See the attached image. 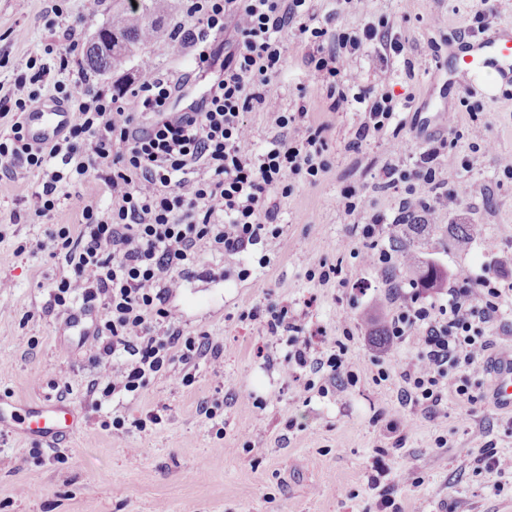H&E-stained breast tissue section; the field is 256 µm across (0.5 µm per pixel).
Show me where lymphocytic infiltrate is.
<instances>
[{"label":"lymphocytic infiltrate","mask_w":512,"mask_h":512,"mask_svg":"<svg viewBox=\"0 0 512 512\" xmlns=\"http://www.w3.org/2000/svg\"><path fill=\"white\" fill-rule=\"evenodd\" d=\"M307 0H187L186 13L199 22L197 31L174 28L170 41L191 44L195 72L220 67L202 101L189 112H174L187 78L172 79L147 66L145 74L120 94L94 91L77 77L56 81L60 102L72 114L68 132L51 143L29 142L24 115L36 98L32 85L43 82L48 69L28 60L31 74L19 78L11 93L0 96V113L10 115L8 137L0 140V175L22 169L37 174L40 191L37 217L60 204L62 191L81 185L96 171L107 207L87 205L76 224L49 233L47 249L72 271L53 291L55 305L66 310L100 309L101 323L90 338L92 361L111 369L107 391L129 393L144 388L150 378L175 363L190 364L201 357L219 359L220 351L206 335L185 334L164 307L171 289L189 274L202 252L239 254L248 247L267 245L277 238L280 213L270 196L287 197L295 176L317 182L325 172L327 142L319 127L298 123L279 111L274 79L283 63L282 34L306 11ZM233 23L237 39L225 58H218L214 42ZM381 55L400 54L403 43L391 31L367 27L363 33H340L336 46L322 56L309 55L315 76L327 83L334 111L344 110L347 88L359 79L357 57L365 47ZM392 73L380 69L375 94L357 96L365 119L351 141L360 149L367 138L380 139L385 152L398 147L385 132L398 117L388 94ZM257 110L287 136L258 145L244 115ZM466 182L426 200L408 187L400 200L406 214L432 213L458 205ZM502 294L491 279L476 287L450 291L444 304L397 305L389 320L392 338L415 337L419 362L405 370L406 382L427 406L436 405L443 391L465 395L446 380L447 367L477 369L489 348L484 327L498 319ZM250 319H263L268 335L285 340L286 375L296 376L308 366L345 369L343 358H313L301 340L302 327L287 307L275 304L252 309ZM167 324L155 334L154 321Z\"/></svg>","instance_id":"obj_1"}]
</instances>
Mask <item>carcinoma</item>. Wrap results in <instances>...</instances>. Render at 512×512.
Listing matches in <instances>:
<instances>
[{
	"mask_svg": "<svg viewBox=\"0 0 512 512\" xmlns=\"http://www.w3.org/2000/svg\"><path fill=\"white\" fill-rule=\"evenodd\" d=\"M150 0L129 2L112 10L107 23L83 45V67L85 70L106 75L124 66L140 47L158 43L160 20L149 6ZM393 241L399 244V268L405 271L423 288H441L445 284L443 271L424 263L417 249L403 239L401 228L394 226Z\"/></svg>",
	"mask_w": 512,
	"mask_h": 512,
	"instance_id": "cac0c4a2",
	"label": "carcinoma"
}]
</instances>
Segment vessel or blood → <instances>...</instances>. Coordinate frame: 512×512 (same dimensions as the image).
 Returning <instances> with one entry per match:
<instances>
[{
  "mask_svg": "<svg viewBox=\"0 0 512 512\" xmlns=\"http://www.w3.org/2000/svg\"><path fill=\"white\" fill-rule=\"evenodd\" d=\"M482 52L463 57L455 75L462 86H469L482 73ZM71 114L53 101H44L26 114L29 140L45 144L58 138L69 126ZM492 402L495 406L512 410V358L498 361L492 371ZM76 406L61 399H47L39 403H20L0 398V430L27 436L48 444L69 438L78 429Z\"/></svg>",
  "mask_w": 512,
  "mask_h": 512,
  "instance_id": "b4317fda",
  "label": "vessel or blood"
}]
</instances>
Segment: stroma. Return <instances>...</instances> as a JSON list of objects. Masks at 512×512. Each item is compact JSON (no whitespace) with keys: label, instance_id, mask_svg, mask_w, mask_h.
Returning a JSON list of instances; mask_svg holds the SVG:
<instances>
[{"label":"stroma","instance_id":"35a3bbf8","mask_svg":"<svg viewBox=\"0 0 512 512\" xmlns=\"http://www.w3.org/2000/svg\"><path fill=\"white\" fill-rule=\"evenodd\" d=\"M121 4L28 0L21 12L15 0H0V59L8 61L0 88H13L28 58L45 46L62 50L65 28L85 42ZM310 8L329 34L314 43L289 27L276 84L284 111L325 125L330 169L316 183L294 181L280 202L281 233L267 251L203 255L165 302L187 333L207 334L221 347L219 362L175 364L135 393L92 391L104 375L67 313L53 304V288L70 270L36 245L99 202L98 183L87 179L38 219L36 177L22 170L0 177V280L13 283L0 292V397L65 398L85 420L79 434L52 448L0 434V512H386L384 493L398 512H512V472L492 474L477 461L484 448L512 456V413L489 399L493 360L512 353V175L497 164L512 155V84L492 103L483 85L463 88L454 80L459 56L474 42L464 32L472 17L488 14L491 33L512 29V0H369L364 15L342 0H311ZM155 11L164 20L160 46L138 50L101 85L116 93L128 88L145 59L164 73L192 71L190 47L169 41L176 26L193 25L185 0H157ZM368 21L384 22L404 44L389 60L372 50L357 62L362 90L374 85L381 67L393 72L389 91L404 126L403 147L391 154L374 140L350 149L363 112L332 111L325 84L306 63L317 46H331L333 32ZM19 28L28 30V41L16 40ZM430 147L439 151V181L452 187L465 175L469 189L460 206L436 213L425 229L408 230V238L424 262L451 275L465 269L490 277L503 289L499 320L484 330V369L450 371L467 385L470 400L446 392L431 408L401 376L417 353L415 340H392L385 324L363 318L398 300L443 303L448 291L365 265L360 254L369 239L334 205L351 186L364 218L392 224L401 192L387 185L384 169H412ZM457 224L477 225L470 243L457 242ZM263 254L269 265H259ZM324 264L341 269L344 284L309 278V269ZM242 267L251 271L244 281L236 277ZM270 303L288 307L314 333L315 352L342 351L350 378L337 380L325 368L312 374L308 391L287 380L286 346L268 343L261 322L245 317ZM204 405L215 408L214 419L201 414ZM153 413L158 423L136 428Z\"/></svg>","mask_w":512,"mask_h":512}]
</instances>
